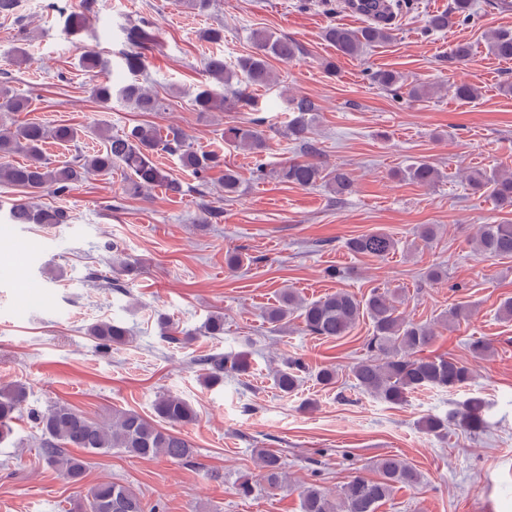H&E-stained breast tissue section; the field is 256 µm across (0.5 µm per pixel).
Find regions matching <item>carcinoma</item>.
Returning a JSON list of instances; mask_svg holds the SVG:
<instances>
[{
  "instance_id": "cac0c4a2",
  "label": "carcinoma",
  "mask_w": 512,
  "mask_h": 512,
  "mask_svg": "<svg viewBox=\"0 0 512 512\" xmlns=\"http://www.w3.org/2000/svg\"><path fill=\"white\" fill-rule=\"evenodd\" d=\"M358 14L369 19V24L351 29L341 24L329 25L324 38L331 43L338 55L358 57L369 47L385 44L393 39L392 19L401 9L400 0H347ZM93 7V0H79L60 10L64 30L78 37L85 31L86 12ZM475 14L474 0H453L451 7L428 16L426 28L442 32L454 24L465 23ZM126 40L132 50L124 54V64L131 79L114 85L109 81L96 82L90 87L92 97L107 105L116 97L139 112L167 110L165 99L153 92L141 76L147 68V55L156 48V38L144 23L126 29ZM252 53L240 58L232 66L222 55H211L204 63L206 79L189 92L197 112H222L227 102L224 91L233 89L236 102L249 104L250 90L275 82L270 59L288 63L301 52L292 39L272 31L256 30L252 34ZM488 54L501 60H512V30L499 29L487 36ZM472 45L456 43L449 52L448 65H464L472 57ZM80 66L87 73H96L107 67L98 53L86 49L80 56ZM374 83L385 89L397 91L406 86L404 76L394 70L379 69L372 73ZM291 117L285 135L304 152L302 159H289L280 163L275 177L280 182L299 187L325 184L344 196L354 186L352 172L343 166L328 167L320 161V151L311 140L316 121L317 107L307 96L289 98ZM28 100L18 96L0 82V112H23ZM264 120L251 118L224 126V143L262 158L269 149V134L263 129ZM104 148L93 153H79L61 165H51L43 152V145L51 139L60 143H75L81 137L78 128L57 124L48 126L39 122H26L0 127V182L22 188L30 194L50 190L64 194L71 187L91 174H108L115 167L122 168L128 176V190L140 194L156 186L179 194L182 185L155 160L158 151L164 150L178 156L180 164L202 178L224 159L216 153L202 152L178 132L161 135L151 125H136L120 134L100 130ZM17 153L26 160L14 164L9 158ZM403 177L417 185L428 187L437 183L440 173L432 164L421 161L404 169ZM469 186L476 192L489 196L502 208L512 207V173L498 168L475 170L466 176ZM224 195L231 197L240 192L237 172L226 166L222 181ZM13 224H66L68 211L57 207H39L25 201L13 203L8 212ZM474 250L482 257H512V224H481L473 240ZM346 247L355 254L384 259L398 247L390 234L376 230L348 239ZM402 294L388 288H374L358 298L348 292L337 291L320 299L304 302L292 291L281 295L280 305L267 313L271 324L287 327L288 316L298 313L303 330L326 340H338L351 333L358 321L366 317L371 321L372 332L365 340V357L350 368L356 387L382 401L398 405L407 401L410 394L428 388L459 389L469 385L475 377L474 370L447 354L424 356L436 337L435 329L406 317L401 311ZM88 334L101 346L126 344L130 341L128 329L117 321L93 325ZM206 367L205 381L215 384L224 375L244 373L248 363L244 358L230 359L221 354L203 360ZM304 367L293 360H284L283 367L273 374L275 387L284 394L298 389L300 372ZM27 399L26 388L11 385L0 389V444L12 439L13 420L23 412ZM157 420L149 419L135 411L114 410L109 419L90 417L66 403L55 404L44 412H34L32 417L40 430L39 448L46 463L72 483L81 481L87 470L86 455L119 450L133 457H163L171 461H184L193 455L190 442L179 428L194 423L197 413L183 398L164 393L153 405ZM487 405L480 397L465 400L459 410L442 418L429 416L421 427L426 433L439 438L448 436V425L478 434L486 430ZM77 448L74 454L69 449ZM261 480L267 488L277 490L287 481L280 456L269 452L257 453ZM377 477L356 475L339 487L332 495L311 482L300 488L302 512H377L396 486H416L421 473L407 461L390 455L372 463ZM82 512H145L139 493L133 488L115 482L94 487Z\"/></svg>"
}]
</instances>
